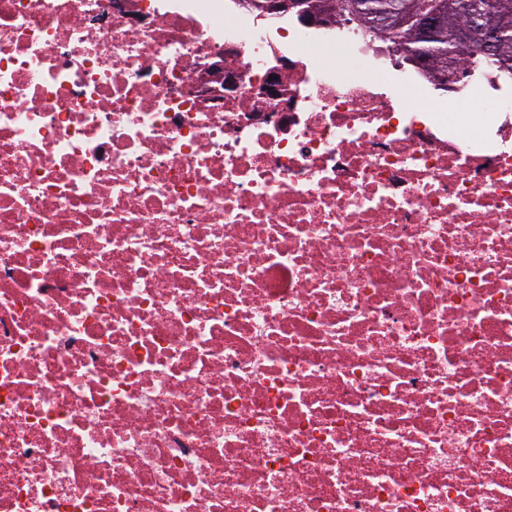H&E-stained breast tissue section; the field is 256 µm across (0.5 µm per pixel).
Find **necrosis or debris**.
Segmentation results:
<instances>
[{"label": "necrosis or debris", "instance_id": "4bbe7bcc", "mask_svg": "<svg viewBox=\"0 0 512 512\" xmlns=\"http://www.w3.org/2000/svg\"><path fill=\"white\" fill-rule=\"evenodd\" d=\"M199 11L0 0V512H512V89Z\"/></svg>", "mask_w": 512, "mask_h": 512}]
</instances>
